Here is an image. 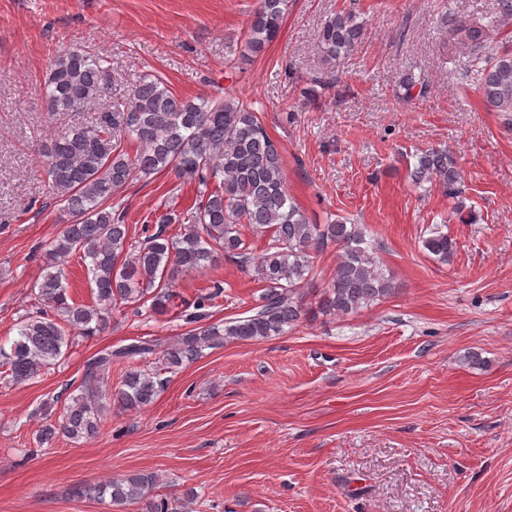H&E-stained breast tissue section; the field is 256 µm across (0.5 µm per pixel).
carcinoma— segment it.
I'll return each mask as SVG.
<instances>
[{
	"label": "carcinoma",
	"instance_id": "cac0c4a2",
	"mask_svg": "<svg viewBox=\"0 0 512 512\" xmlns=\"http://www.w3.org/2000/svg\"><path fill=\"white\" fill-rule=\"evenodd\" d=\"M288 0H258L245 33V51L258 55L273 42L283 25ZM441 28L450 43L472 52L479 65V90L495 112L512 116V46L497 36L512 27V0H499L497 14L482 20L445 12ZM363 25L351 10L326 19L320 49L329 63L351 56L363 37ZM104 58L79 48L62 51L45 79L50 112H84L108 97L112 73ZM135 146L131 155L124 143ZM50 195L74 217L49 250L45 274L37 282L40 309L19 322L9 348L0 346V365L11 381H29L56 364L75 337L104 332L117 307L146 308L163 315L171 304V283L186 272H199L220 258H230L263 283L260 303L249 314L217 324H204L206 305L222 295L214 289L196 301L189 317L196 327L162 350L137 341L116 350L107 348L91 358L84 370L81 393L70 398L64 414L46 419L40 444L58 436L79 441L98 432L108 402L125 410H142L164 386L161 371H174L196 360L206 348L226 342H260L283 336L315 313L347 315L394 293L369 252L365 227L345 219L313 224L285 188L281 146L267 133L258 116L239 99L175 96L158 76L148 74L121 101L112 102L95 122L73 125L57 133L42 152ZM171 173L195 180L204 190L187 211L157 217L158 228L144 226V238L129 239L125 212L112 207L114 194L135 180ZM414 184L435 180L448 197L461 194L460 174L448 152L432 150L417 157L410 171ZM179 224L171 235L167 228ZM269 234L264 253L254 258L242 238V227ZM329 247L340 252L333 276L315 306L304 302L303 287L312 277L313 255ZM425 249L444 264L454 243L435 227ZM87 263L91 304L76 303L68 291L69 259ZM159 354L160 367L129 368L122 386L109 389L105 375L112 364L133 363ZM157 476L133 474L79 487L76 495L109 499L111 507L141 505V512H178L176 500L153 494Z\"/></svg>",
	"mask_w": 512,
	"mask_h": 512
}]
</instances>
